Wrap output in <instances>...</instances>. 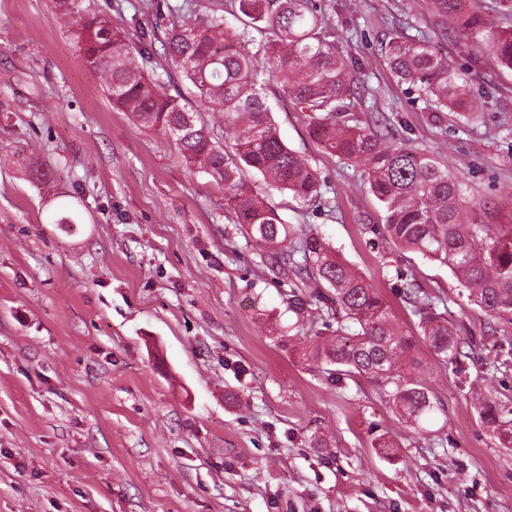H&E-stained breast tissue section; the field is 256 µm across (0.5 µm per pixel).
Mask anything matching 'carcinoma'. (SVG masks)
Masks as SVG:
<instances>
[{
  "label": "carcinoma",
  "instance_id": "1",
  "mask_svg": "<svg viewBox=\"0 0 512 512\" xmlns=\"http://www.w3.org/2000/svg\"><path fill=\"white\" fill-rule=\"evenodd\" d=\"M439 31L452 32L472 46L488 44L496 61L512 70V26L483 19L477 0H433ZM236 26H224V14L186 4L172 15L163 54L169 67L195 88L199 108L186 107L169 93L167 82L144 68L150 56L109 17L86 0H55L84 64L100 73L112 104L131 113L144 127H160L173 138L189 170H199L224 189L243 235L262 248L261 256L288 279L291 288L313 284L302 299L291 294L296 315L311 310L320 319H336L332 334L318 333L303 348L306 360L336 366V373L364 378L392 404L396 415L423 431L443 411L426 386V370L410 337L394 323L378 290L341 258L318 234L296 231L254 194L245 173L258 172L265 183L299 199L317 192V180L302 155L281 140L256 65L247 46L252 32L265 34L267 72L282 94L303 112L331 155L363 168L370 192L385 214L393 246L421 254L448 267L468 300L494 320L512 324V231L463 220L464 181L424 151L388 138V123L361 120L349 99L361 95L359 67L350 45L336 42L327 13L313 0H236ZM390 70L400 83L418 92L425 109L451 111L464 121L470 112L468 79L448 58L436 54L423 35L396 31L384 45ZM220 115L234 143H220L201 117ZM403 297L419 315L423 338L437 362L454 366L462 385L473 393L463 360L476 354L472 343L448 320L439 305L413 278ZM481 425L503 448L512 447V397H478Z\"/></svg>",
  "mask_w": 512,
  "mask_h": 512
}]
</instances>
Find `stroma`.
<instances>
[{
    "mask_svg": "<svg viewBox=\"0 0 512 512\" xmlns=\"http://www.w3.org/2000/svg\"><path fill=\"white\" fill-rule=\"evenodd\" d=\"M186 0H94L114 26L161 43ZM368 88L359 118L462 176L478 222L512 226V71L491 47L439 37L470 78L478 123L432 118L393 78V25L416 36L432 0H335ZM259 81L282 141L308 159L311 200L246 179L285 224L322 234L382 294L406 334L401 294L417 275L439 292L478 357L483 393L512 396L494 370L512 330L488 324L448 268L387 242L361 169L331 156L307 113ZM50 171L30 181L31 164ZM80 219L60 224L63 196ZM263 263L161 128L113 107L53 0H0V512H512V450L496 447L454 374L426 380L445 412L428 432L374 385L301 359L283 342L296 314ZM387 447H380V440Z\"/></svg>",
    "mask_w": 512,
    "mask_h": 512,
    "instance_id": "obj_1",
    "label": "stroma"
}]
</instances>
